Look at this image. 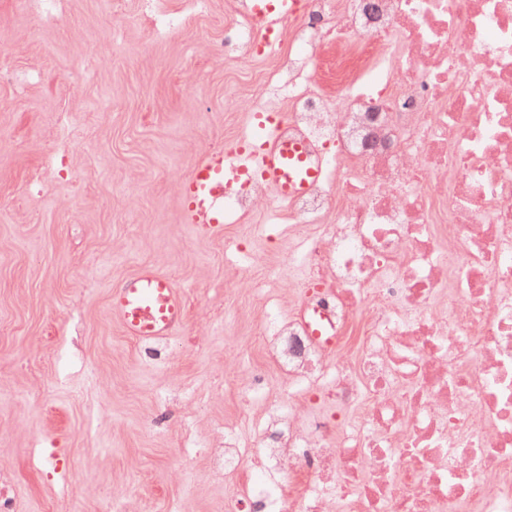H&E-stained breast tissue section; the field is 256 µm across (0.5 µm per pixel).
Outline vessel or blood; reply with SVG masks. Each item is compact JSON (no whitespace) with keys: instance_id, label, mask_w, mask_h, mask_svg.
Returning <instances> with one entry per match:
<instances>
[{"instance_id":"1","label":"vessel or blood","mask_w":512,"mask_h":512,"mask_svg":"<svg viewBox=\"0 0 512 512\" xmlns=\"http://www.w3.org/2000/svg\"><path fill=\"white\" fill-rule=\"evenodd\" d=\"M299 6V0H250V14L260 25L257 56H270L280 49L282 26L298 13ZM326 172L323 156L305 140L289 135L283 121L256 115L243 145L207 153L193 165L180 188L182 221L198 236H219L224 231L226 182L257 176L286 202L323 180ZM110 309L125 334L141 343L176 335L186 319L182 292L151 267L140 268L112 289Z\"/></svg>"}]
</instances>
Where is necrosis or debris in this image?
<instances>
[{"label":"necrosis or debris","instance_id":"obj_1","mask_svg":"<svg viewBox=\"0 0 512 512\" xmlns=\"http://www.w3.org/2000/svg\"><path fill=\"white\" fill-rule=\"evenodd\" d=\"M234 4L224 53L250 59ZM283 37L308 53L281 57L262 108L287 94L336 177L289 202L297 233L318 227L299 308L255 330L339 416L267 410L211 473L236 478L231 512H512V0H302ZM373 46L394 80L361 75ZM224 198L241 223L270 195Z\"/></svg>","mask_w":512,"mask_h":512}]
</instances>
